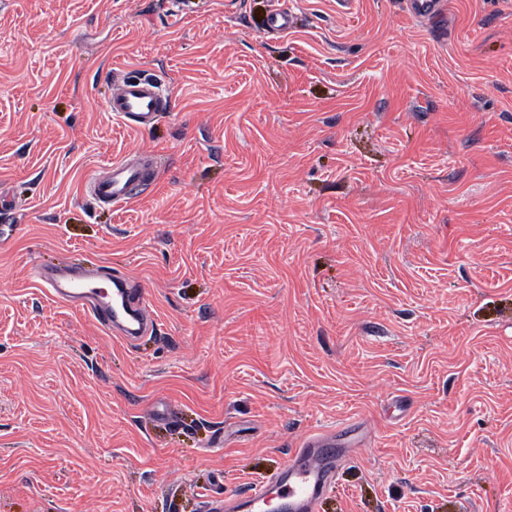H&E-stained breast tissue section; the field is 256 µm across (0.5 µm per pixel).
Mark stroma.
Instances as JSON below:
<instances>
[{"instance_id":"35a3bbf8","label":"stroma","mask_w":512,"mask_h":512,"mask_svg":"<svg viewBox=\"0 0 512 512\" xmlns=\"http://www.w3.org/2000/svg\"><path fill=\"white\" fill-rule=\"evenodd\" d=\"M272 3L0 0V512H203L344 421L320 512H512V0ZM143 76L173 108L137 131L106 102ZM136 151L152 190L94 201ZM408 8L411 16L418 20H433L441 14L442 1L408 0ZM38 274L54 297L81 306L116 335L113 337L134 342L157 334V323L142 290L126 273L106 267H45L39 268Z\"/></svg>"}]
</instances>
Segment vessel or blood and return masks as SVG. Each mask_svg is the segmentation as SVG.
<instances>
[{
    "label": "vessel or blood",
    "mask_w": 512,
    "mask_h": 512,
    "mask_svg": "<svg viewBox=\"0 0 512 512\" xmlns=\"http://www.w3.org/2000/svg\"><path fill=\"white\" fill-rule=\"evenodd\" d=\"M408 8L416 19L433 20L442 11V0H408ZM168 108L160 84L147 77L117 81L108 99L109 112L140 129L148 128ZM157 169V162L142 163L127 156L112 162L107 176H91L86 191L99 204L118 206L150 190ZM38 274L54 297L81 306L120 340L134 342L158 331L142 290L126 273L106 267H45ZM361 445L349 423L309 434L265 481L227 500L205 494L206 512H267L272 502L278 512H317L339 466L353 459Z\"/></svg>",
    "instance_id": "vessel-or-blood-1"
}]
</instances>
